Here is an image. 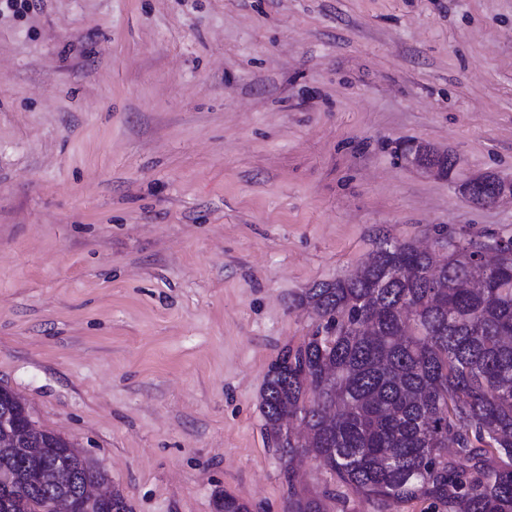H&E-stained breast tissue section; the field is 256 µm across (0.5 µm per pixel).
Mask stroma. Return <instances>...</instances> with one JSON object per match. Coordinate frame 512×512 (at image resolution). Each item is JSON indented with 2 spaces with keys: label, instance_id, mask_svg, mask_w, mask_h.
I'll return each mask as SVG.
<instances>
[{
  "label": "stroma",
  "instance_id": "1",
  "mask_svg": "<svg viewBox=\"0 0 512 512\" xmlns=\"http://www.w3.org/2000/svg\"><path fill=\"white\" fill-rule=\"evenodd\" d=\"M449 151L450 178L407 144ZM512 0H0V387L132 512H286L260 393L380 239L512 236ZM489 174L490 179L466 183L462 188V197L477 206H492L506 196L512 198V180Z\"/></svg>",
  "mask_w": 512,
  "mask_h": 512
}]
</instances>
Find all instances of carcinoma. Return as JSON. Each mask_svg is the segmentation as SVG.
Instances as JSON below:
<instances>
[{
    "instance_id": "1",
    "label": "carcinoma",
    "mask_w": 512,
    "mask_h": 512,
    "mask_svg": "<svg viewBox=\"0 0 512 512\" xmlns=\"http://www.w3.org/2000/svg\"><path fill=\"white\" fill-rule=\"evenodd\" d=\"M499 240L448 238L445 254L379 242L355 275L321 282L300 303L320 318L311 335L268 367L260 394L267 436L284 462H320L334 486L288 483V512H331L338 489L374 512L418 502L421 512H512V248L486 267ZM0 433L35 429L24 405L0 397ZM35 451L0 447V485L13 512H47L41 477L109 482L59 435L39 431ZM78 512H131L112 500H77ZM215 512H249L219 493Z\"/></svg>"
}]
</instances>
